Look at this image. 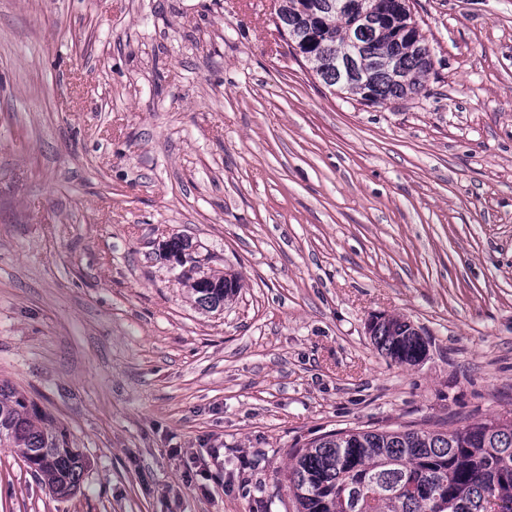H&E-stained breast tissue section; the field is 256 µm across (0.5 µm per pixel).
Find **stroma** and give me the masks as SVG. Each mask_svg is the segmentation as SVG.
<instances>
[{"label": "stroma", "mask_w": 512, "mask_h": 512, "mask_svg": "<svg viewBox=\"0 0 512 512\" xmlns=\"http://www.w3.org/2000/svg\"><path fill=\"white\" fill-rule=\"evenodd\" d=\"M411 4L427 92L368 106L275 0H0V381L89 461L62 498L0 448V512H295L325 433L512 418V0ZM165 248L166 252L162 253L165 260H167V253L181 254L187 257H191L192 253L196 254L192 243L179 235L171 236L169 240L165 242ZM187 257H169L168 262L170 268H179L180 264H187L185 270L194 266L192 270L196 273L198 279L209 277V268L202 259L197 257L195 262H190L188 264L187 262H189V259ZM192 270L190 269L186 272L179 268V270H176L175 272L177 279L192 291V294L195 296V302L203 310L211 312L223 309L224 302L232 301L237 295L240 283L238 276L234 273H220L210 269L213 281H195L193 276L189 274ZM380 318H371L367 323V331L371 334L372 328L371 336L378 350L400 364L420 362L427 350L423 337L416 335L415 329L400 318H385L373 325Z\"/></svg>", "instance_id": "35a3bbf8"}]
</instances>
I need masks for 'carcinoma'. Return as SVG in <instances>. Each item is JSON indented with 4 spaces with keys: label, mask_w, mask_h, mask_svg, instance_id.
<instances>
[{
    "label": "carcinoma",
    "mask_w": 512,
    "mask_h": 512,
    "mask_svg": "<svg viewBox=\"0 0 512 512\" xmlns=\"http://www.w3.org/2000/svg\"><path fill=\"white\" fill-rule=\"evenodd\" d=\"M336 0H280L277 20L283 30L299 32L301 57L324 85L356 98L359 86L328 80L326 70L336 55L349 48V15L336 12ZM317 30L316 39L305 35ZM390 28H368L359 41L361 65L372 85L373 103L413 99L425 90L433 63L404 46L402 79L374 66L396 47ZM166 252L187 257L189 240L173 235ZM177 279L206 311L224 308L240 288L232 273L211 271V280L196 281L177 270ZM378 350L400 364L414 365L426 354V342L400 318H386L372 327ZM23 449V462L44 476L56 495L77 489L88 462L69 445L64 434L21 393L0 383V447ZM288 491L296 512H512V419L491 418L448 431L369 430L355 428L325 434L298 449L288 467Z\"/></svg>",
    "instance_id": "carcinoma-1"
}]
</instances>
